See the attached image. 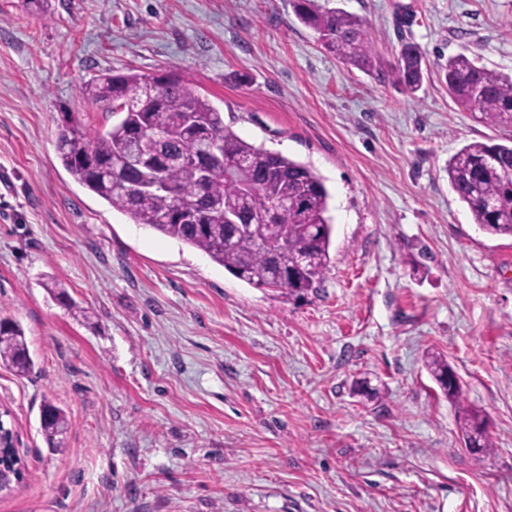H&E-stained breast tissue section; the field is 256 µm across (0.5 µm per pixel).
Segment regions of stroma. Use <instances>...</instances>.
Wrapping results in <instances>:
<instances>
[{
  "label": "stroma",
  "mask_w": 512,
  "mask_h": 512,
  "mask_svg": "<svg viewBox=\"0 0 512 512\" xmlns=\"http://www.w3.org/2000/svg\"><path fill=\"white\" fill-rule=\"evenodd\" d=\"M317 2L368 20L381 77L326 51L288 0H0V318L33 359L24 376L0 363L26 467L0 512H512V238L479 230L446 172L512 125L457 106L434 73L464 51L512 77V0ZM407 42L431 71L413 94L388 78ZM107 70L178 75L323 179L315 290L251 287L73 179L61 115L110 128L84 94ZM431 352L484 416L485 452ZM47 400L68 419L56 448ZM428 370L439 385L448 401L459 403L461 400V383L448 361L437 356L430 357L426 364Z\"/></svg>",
  "instance_id": "35a3bbf8"
}]
</instances>
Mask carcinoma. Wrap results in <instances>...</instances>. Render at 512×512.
<instances>
[{"instance_id":"1","label":"carcinoma","mask_w":512,"mask_h":512,"mask_svg":"<svg viewBox=\"0 0 512 512\" xmlns=\"http://www.w3.org/2000/svg\"><path fill=\"white\" fill-rule=\"evenodd\" d=\"M297 18L314 30L326 50L365 73L375 70L367 21L316 0H290ZM449 95L491 125H512V78L477 65L461 52L438 65ZM393 74L410 93L423 85V54L414 43L402 46ZM138 73L94 75L88 99L106 109L140 94L139 106L103 131L88 133L71 112L63 113L57 140L59 158L73 179L112 209L177 239L206 255L254 288L301 297L329 269L333 227L329 193L305 164L239 137L205 97L174 75L158 88ZM449 182L466 203L479 229L512 237V144L475 141L448 160ZM161 181L171 191L130 194L129 183ZM265 201L288 203V222H252ZM0 361L23 376L33 361L23 328L0 321ZM427 368L448 401L461 400V383L448 361L430 357ZM41 428L53 444L64 435L66 416L51 402L41 410ZM466 438L491 447L484 418L462 417Z\"/></svg>"}]
</instances>
